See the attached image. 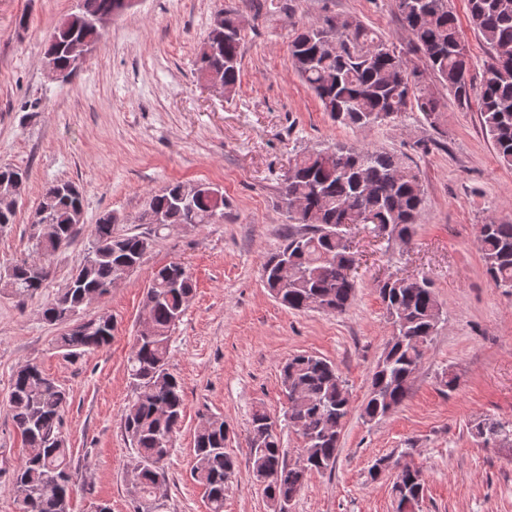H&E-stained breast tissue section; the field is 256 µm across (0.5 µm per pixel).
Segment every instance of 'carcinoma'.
Here are the masks:
<instances>
[{
    "label": "carcinoma",
    "mask_w": 512,
    "mask_h": 512,
    "mask_svg": "<svg viewBox=\"0 0 512 512\" xmlns=\"http://www.w3.org/2000/svg\"><path fill=\"white\" fill-rule=\"evenodd\" d=\"M126 0H82L85 15H119ZM470 16L492 50L479 91L469 77L470 60L462 44L459 24L448 0H398L406 46L399 49L379 38L352 16H327L304 25L290 41L292 63L324 111L339 125L365 131L407 107L416 108L434 125L441 104L423 73L408 68L406 55L417 51L426 67L448 89L458 105L467 107L477 97L480 116L499 160L512 166V0H468ZM239 16L224 12V24L213 26L200 47L197 73L224 68V93L231 94L240 76L243 28ZM96 36L89 25L54 27L45 56L61 68L70 66V45ZM183 184L169 183L149 198L145 213L162 215L167 224H211L224 216V197L200 192L182 201ZM424 192L418 176L407 170L401 156L374 149L354 150L338 145L312 150L294 158L283 179L280 204L288 216L283 244L262 265V278L271 295L293 310L310 308L341 314L356 292L350 272L355 264L346 225L370 224L372 232L410 239L422 212ZM35 221L53 224L59 240L35 241V253L50 263L63 245L73 240L83 220V198L74 184L56 181L40 195ZM477 240L486 272L496 288L512 293V223L490 220L478 225ZM152 240L143 234L118 233L112 215L101 217L92 231L88 252L72 274L69 286L43 307L51 324H82V330L64 329L58 347L68 356L105 347L112 341V319L81 317L87 298L108 294L106 286L128 263L140 264ZM294 270L284 281L282 264ZM11 289L32 297L45 287L47 277L32 275L30 262L11 269ZM193 291V280L180 262L158 269L147 288L142 314L152 321V333L138 336L128 357V374L136 398L124 414V428L137 455L139 482L130 493L135 512H149L158 483L166 482L165 462L181 427L185 408L181 380L169 371L170 335L181 319ZM379 298L392 323L388 339L371 376L362 406L367 422L394 412L407 398L410 382L425 350L436 335L440 303L425 278L384 281ZM288 427L304 441L300 461H286L276 423L262 407L251 415L249 472L256 478L270 472L264 496L281 512V503L301 491L313 471L336 465L339 441L351 403L346 381L329 361L307 353L289 358L280 370ZM69 393L37 364L27 363L13 375L9 403L24 452L10 482L19 512H70L71 449L63 431ZM512 434V421L487 417L473 425V434L485 442ZM224 419L203 423L194 436L195 480L205 487L209 512H224L228 480L236 460L224 450ZM425 476L420 469L396 474L393 491L398 512H416L423 497Z\"/></svg>",
    "instance_id": "obj_1"
}]
</instances>
